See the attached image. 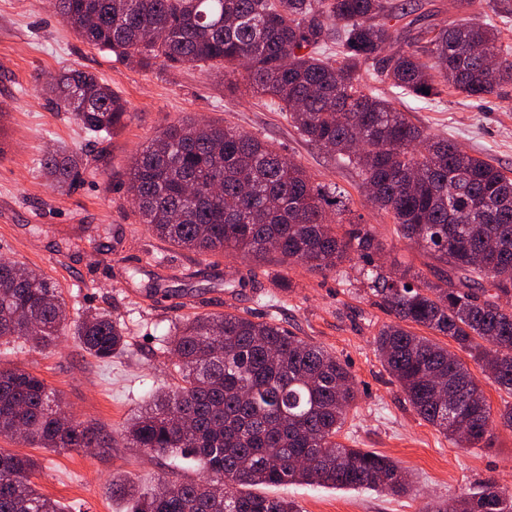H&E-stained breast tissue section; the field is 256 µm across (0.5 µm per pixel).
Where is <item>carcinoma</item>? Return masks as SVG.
<instances>
[{"label":"carcinoma","instance_id":"cac0c4a2","mask_svg":"<svg viewBox=\"0 0 512 512\" xmlns=\"http://www.w3.org/2000/svg\"><path fill=\"white\" fill-rule=\"evenodd\" d=\"M56 12L87 44L130 65L208 66L233 90L266 96L294 127L337 162L358 170L366 203L388 214L402 237L430 255L428 271L385 274L374 227L343 220L339 200L314 184L273 143L187 118L160 130L131 161L126 193L141 223L162 241L196 253L233 250L261 263L333 271L355 255L360 273L395 316L375 345L417 414L461 448L493 436L495 419L478 379L456 353L412 327L452 339L512 393V178L450 139L424 133L364 81L418 99L451 88L492 95L512 80L501 31L471 15L394 48L395 22L414 0H56ZM499 57L496 83L483 79L485 54ZM430 90L426 94L423 89ZM52 110L87 134L126 125L129 107L95 76L69 68L42 86ZM85 163L57 148L42 176L72 187ZM74 328L83 348L109 360L128 346L108 312L68 318L57 285L40 271L0 260V340L46 349ZM167 350L179 383L154 397L124 430L129 448L180 455L206 473L144 492L117 481L131 512H301L293 500L245 487L318 484L405 494L393 460L339 441L357 392L347 366L293 335L274 316L240 313L179 320ZM0 438L52 451L109 448L92 426L66 417L41 377L0 368ZM33 458L0 448V512H63L40 493ZM428 512H512V488L488 479L452 507Z\"/></svg>","mask_w":512,"mask_h":512}]
</instances>
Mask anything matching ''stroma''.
Returning a JSON list of instances; mask_svg holds the SVG:
<instances>
[{
	"mask_svg": "<svg viewBox=\"0 0 512 512\" xmlns=\"http://www.w3.org/2000/svg\"><path fill=\"white\" fill-rule=\"evenodd\" d=\"M67 68L94 74L127 101L130 119L118 134L91 138L67 113L49 109L37 81ZM392 101L425 133L457 141L512 176V81L482 99L449 91L430 103L403 95ZM189 116L268 138L315 181L343 191L353 215L373 225L383 243L375 258L383 269L396 261L428 264L384 211L366 203L357 170L334 162L267 100L227 92L198 67L126 65L77 37L49 0H0V258L55 282L72 319L111 313L129 340L108 361L90 355L73 335L44 351L20 339L0 343V364L45 379L69 415L112 441L108 448L53 452L0 439V448L36 459L37 489L65 512H127L128 502L112 493L116 479L143 488L161 479H201L194 466L125 447L121 431L149 395L174 385L166 342L179 319L274 314L348 365L358 396L344 436L395 460L414 491L392 496L289 484L260 487V494L295 500L302 512H425L427 504L452 501L488 479L512 487V429L496 426L482 448L457 447L414 411L386 371L374 337L394 316L363 280L361 260L330 273L273 261L257 268L231 252L172 246L140 224L124 185L131 159L162 128ZM59 145L88 161L65 192L49 186L39 165ZM252 267L255 286L236 287Z\"/></svg>",
	"mask_w": 512,
	"mask_h": 512,
	"instance_id": "35a3bbf8",
	"label": "stroma"
}]
</instances>
